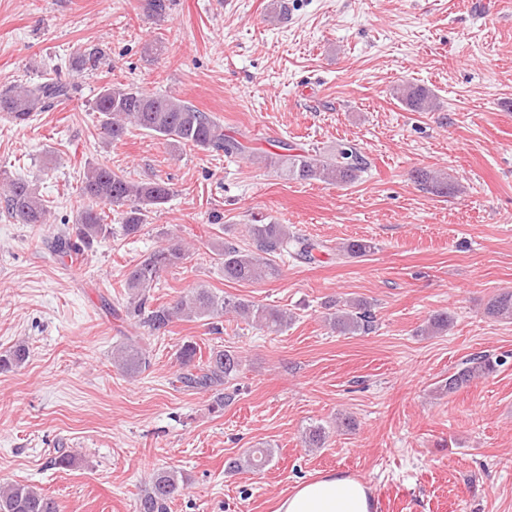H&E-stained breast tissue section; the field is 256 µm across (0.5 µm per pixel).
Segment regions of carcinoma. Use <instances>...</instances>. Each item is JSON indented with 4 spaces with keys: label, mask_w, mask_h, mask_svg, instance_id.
<instances>
[{
    "label": "carcinoma",
    "mask_w": 512,
    "mask_h": 512,
    "mask_svg": "<svg viewBox=\"0 0 512 512\" xmlns=\"http://www.w3.org/2000/svg\"><path fill=\"white\" fill-rule=\"evenodd\" d=\"M173 0H137L134 9L152 17H162ZM103 54L97 47L76 49L71 70L81 73L96 70ZM76 83L59 77H46L33 84H13L0 88V112H7L24 123L39 112H44L77 92ZM395 98L408 110L426 112L436 107L434 95L418 84H401L394 91ZM93 111L103 116L102 129L110 140H119L130 129L146 131L173 144L201 150L222 152L232 157L246 152V146L224 133V124L217 118L196 109L190 103L172 95H157L134 86H108L97 95ZM259 160L288 179L319 180L336 186H346L358 180L368 168L365 157L352 145L341 143L330 154L311 153L301 149L295 154L261 156ZM414 182L427 192L439 196H455L458 184L447 174L432 170H418ZM5 208L11 218L20 224L45 226L50 208L37 189L23 179L5 177L0 180ZM173 195L171 184L163 179L132 181L109 167L87 168L78 187L83 204L68 231L51 241V248L61 257L81 254L94 244L115 234L128 237L138 233L151 215L160 211ZM113 211L117 223H108L109 215L99 206ZM246 232L254 249L245 251L227 242L217 250L218 265L224 278L241 283H256L277 279L281 268L273 257H291L313 263L325 245L305 238L288 229L286 224L270 221L266 224H248ZM375 250V244L364 239L350 240L339 251L352 257H363ZM190 258V249L181 242H171L149 252L125 275L127 301L125 306L112 309L115 317L130 323L141 331L139 336H127L112 352L113 362L127 375L134 377L150 366L149 357L141 345L143 336H160L169 332L171 324L181 318H221L227 314L244 317L261 329L278 334L288 326V313L252 302L224 296L209 288H192L171 303L155 306L150 295L161 274L169 269L182 268ZM328 321L341 335H355L373 329L375 315L371 305L361 299L343 305L329 304ZM487 314L512 320V291L494 296L487 305ZM197 343L184 341L177 352L180 372L175 382L186 388L214 392L212 410L224 409V390L232 384L242 369V357L229 348L213 349L207 359L198 357ZM30 348L18 342L0 353V371L23 366ZM507 362V356L495 358L487 354L473 355L448 376L443 389L453 393L476 378L497 371ZM272 458L268 448H253L227 462L231 472L261 470ZM181 476L173 469L155 471L135 505V512H169L170 504L184 494ZM0 512H60L53 496L35 486L11 482L0 483Z\"/></svg>",
    "instance_id": "obj_1"
}]
</instances>
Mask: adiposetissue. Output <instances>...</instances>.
<instances>
[{"label": "adipose tissue", "mask_w": 512, "mask_h": 512, "mask_svg": "<svg viewBox=\"0 0 512 512\" xmlns=\"http://www.w3.org/2000/svg\"><path fill=\"white\" fill-rule=\"evenodd\" d=\"M275 512H373V497L367 484L331 471L299 483Z\"/></svg>", "instance_id": "1"}]
</instances>
